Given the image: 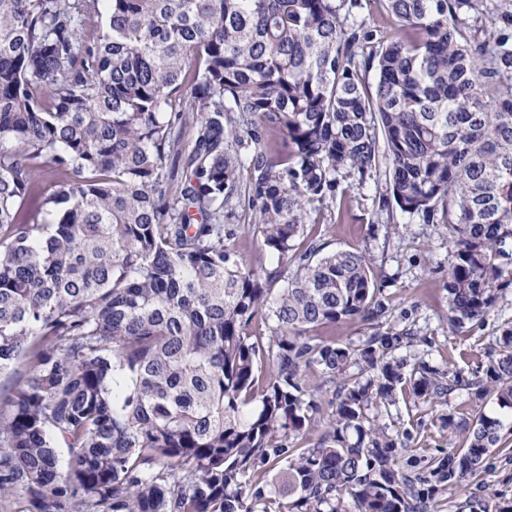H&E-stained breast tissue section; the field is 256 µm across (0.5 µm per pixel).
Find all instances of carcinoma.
Returning <instances> with one entry per match:
<instances>
[{"instance_id":"1","label":"carcinoma","mask_w":512,"mask_h":512,"mask_svg":"<svg viewBox=\"0 0 512 512\" xmlns=\"http://www.w3.org/2000/svg\"><path fill=\"white\" fill-rule=\"evenodd\" d=\"M378 6L383 34L362 0H0V372L26 367L0 392V501L437 512L500 446V419L450 413L462 441L420 477L370 411L461 389L512 410V325L474 380L408 371L422 339L372 260L307 225L382 176L453 242L448 327L483 321L512 288V4ZM244 205L270 268L232 243ZM355 321L360 345L314 336ZM312 366L335 405L315 438Z\"/></svg>"}]
</instances>
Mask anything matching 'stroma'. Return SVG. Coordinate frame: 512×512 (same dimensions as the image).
Listing matches in <instances>:
<instances>
[{
  "instance_id": "stroma-1",
  "label": "stroma",
  "mask_w": 512,
  "mask_h": 512,
  "mask_svg": "<svg viewBox=\"0 0 512 512\" xmlns=\"http://www.w3.org/2000/svg\"><path fill=\"white\" fill-rule=\"evenodd\" d=\"M381 188L376 178L351 188L346 209L323 211L312 234L323 236L331 248L366 251L372 258L377 283L389 302V320L400 328L425 337L423 345L399 352L400 357H424L432 366L454 365L463 377L485 366L505 325L512 324V288L500 291L482 323L456 332L448 327V262L453 244L436 225L420 217L385 209L379 203ZM452 413L469 421L486 414L512 421V411L492 400L478 401L458 390L432 406L404 396L377 412L390 434L410 433L408 452L426 460L448 448V433L440 425L442 415ZM508 448L493 450L480 471L443 496L442 512H471L474 501L488 504L512 501V433Z\"/></svg>"
}]
</instances>
